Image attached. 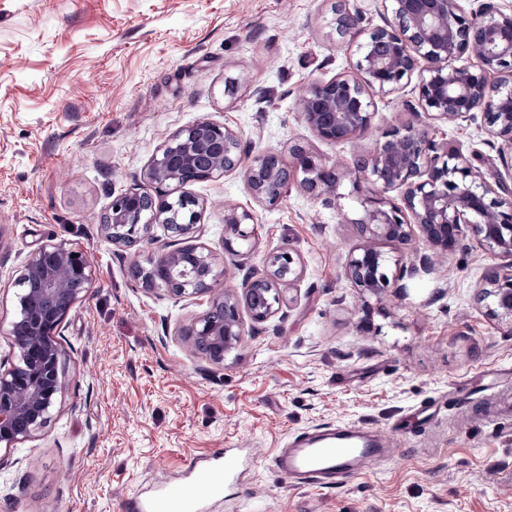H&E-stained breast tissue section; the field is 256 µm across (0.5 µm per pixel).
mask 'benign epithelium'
<instances>
[{"instance_id":"7a95c632","label":"benign epithelium","mask_w":512,"mask_h":512,"mask_svg":"<svg viewBox=\"0 0 512 512\" xmlns=\"http://www.w3.org/2000/svg\"><path fill=\"white\" fill-rule=\"evenodd\" d=\"M394 22L373 29L357 45V77L337 76L310 86L300 100L305 123L327 142L343 144L368 132L375 115L373 94L388 96L419 72L418 100L425 114L448 122L469 121L483 112L486 132L512 147V13L488 6L479 18L466 16L458 0H388ZM361 17L336 9V33L359 29ZM474 50L477 65L450 61ZM237 133L199 120L174 133L152 156L145 171L157 189L129 191L112 200L103 217L105 237L114 245L133 246L153 225L185 235L195 232L204 201L186 186L219 178L239 168ZM371 185L352 220L361 238L345 267L357 288L379 298L390 287L381 271V242L407 244L421 238L435 254L454 252L470 238L494 256L512 257V198L485 179L469 157L453 148L438 149L428 126L409 123L383 133L374 149L354 158L342 172L311 152L298 149L287 165L267 151L245 171L260 201L275 204L292 180L318 196L334 197L340 177ZM399 192L396 200L388 193ZM250 210L231 207L224 224L239 239L251 232ZM216 258L206 247L177 249L160 255L136 276L148 291L163 285L181 299L212 290ZM267 270L241 293L221 292L209 310L180 332L182 344L214 364L235 348L243 332V314L265 322L279 310L281 281L297 277L286 252L266 258ZM94 271L86 251L65 243H47L29 254L16 280L17 312L10 333L22 365L0 371V446L11 448L32 437L50 417L63 387L64 350L54 332L79 299L71 285H91ZM493 315L512 322V265L495 271L483 286Z\"/></svg>"}]
</instances>
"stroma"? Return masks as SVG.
I'll use <instances>...</instances> for the list:
<instances>
[{
  "instance_id": "stroma-1",
  "label": "stroma",
  "mask_w": 512,
  "mask_h": 512,
  "mask_svg": "<svg viewBox=\"0 0 512 512\" xmlns=\"http://www.w3.org/2000/svg\"><path fill=\"white\" fill-rule=\"evenodd\" d=\"M335 6L0 0V367L19 361L10 328L27 256L63 242L94 270L56 333L64 385L47 424L0 449V512H125L129 498L183 487L193 462L243 440L253 464L200 512H512V323L481 296L512 259L467 240L412 276L399 263L426 246L386 243L398 285L379 299L343 276L367 184L345 177L328 204L293 182L274 205L247 185L244 165L264 152L288 160L300 146L349 163L418 119L411 81L378 100L362 138L332 144L303 121L313 83L355 72L357 40L337 37ZM203 119L237 132L242 168L190 185L206 202L194 233L156 225L136 246L112 245L101 222L113 198L144 187L157 150ZM428 126L437 145L512 189L483 116ZM230 206L252 211L250 240L230 239ZM201 244L216 256L217 292L242 290L272 252H290L299 271L279 312L245 321L220 365L178 339L209 296L177 300L134 274ZM326 423L392 429L400 445L339 486H291L273 454Z\"/></svg>"
}]
</instances>
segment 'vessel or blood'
Wrapping results in <instances>:
<instances>
[{"label":"vessel or blood","instance_id":"1","mask_svg":"<svg viewBox=\"0 0 512 512\" xmlns=\"http://www.w3.org/2000/svg\"><path fill=\"white\" fill-rule=\"evenodd\" d=\"M394 446L392 433L361 425L327 424L312 433L294 437L278 449L273 461L277 471L296 486L330 487L373 467ZM244 459L234 452L223 461L199 467L197 478L213 491L235 482ZM127 512H196L193 496L159 493L149 502L131 499Z\"/></svg>","mask_w":512,"mask_h":512}]
</instances>
